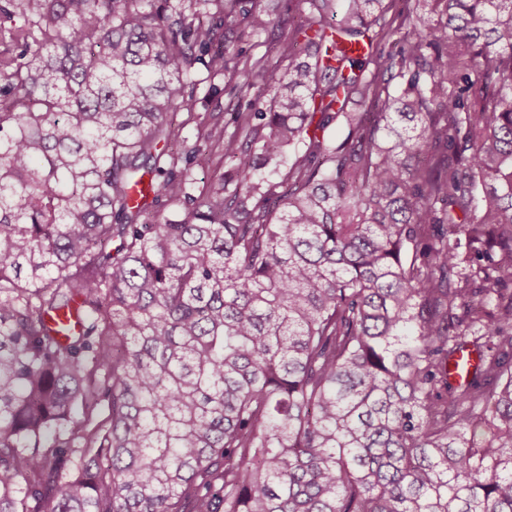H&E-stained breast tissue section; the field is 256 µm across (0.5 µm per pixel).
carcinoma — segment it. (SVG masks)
Segmentation results:
<instances>
[{
	"label": "carcinoma",
	"mask_w": 512,
	"mask_h": 512,
	"mask_svg": "<svg viewBox=\"0 0 512 512\" xmlns=\"http://www.w3.org/2000/svg\"><path fill=\"white\" fill-rule=\"evenodd\" d=\"M301 2L0 0V512H512V0ZM267 34L261 36H247V30L242 40H233L228 47L226 58L228 60V71L224 75L210 77L205 71L196 75L197 86L189 107L179 112H214L219 113L223 123L231 118L230 111V87L229 77L231 68L235 63V55L238 49L242 48L255 57L262 56L267 50Z\"/></svg>",
	"instance_id": "cac0c4a2"
}]
</instances>
